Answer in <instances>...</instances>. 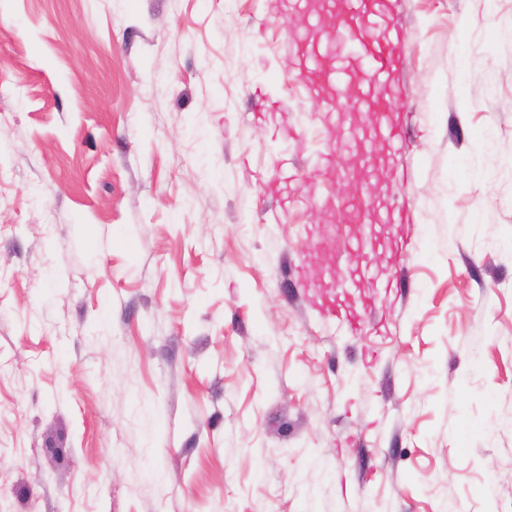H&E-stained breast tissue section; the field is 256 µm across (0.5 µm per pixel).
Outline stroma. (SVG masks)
Here are the masks:
<instances>
[{
    "mask_svg": "<svg viewBox=\"0 0 512 512\" xmlns=\"http://www.w3.org/2000/svg\"><path fill=\"white\" fill-rule=\"evenodd\" d=\"M386 3L353 117L288 0H0L5 512H512V0Z\"/></svg>",
    "mask_w": 512,
    "mask_h": 512,
    "instance_id": "stroma-1",
    "label": "stroma"
}]
</instances>
